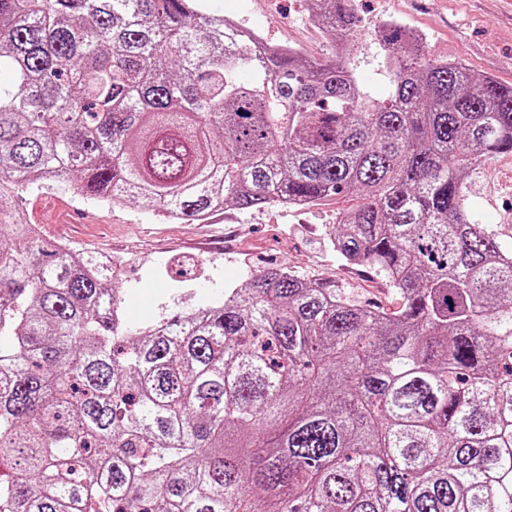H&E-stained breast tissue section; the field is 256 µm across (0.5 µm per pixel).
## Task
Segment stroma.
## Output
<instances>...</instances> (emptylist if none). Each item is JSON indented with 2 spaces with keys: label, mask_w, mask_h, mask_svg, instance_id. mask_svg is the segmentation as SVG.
Returning a JSON list of instances; mask_svg holds the SVG:
<instances>
[{
  "label": "stroma",
  "mask_w": 512,
  "mask_h": 512,
  "mask_svg": "<svg viewBox=\"0 0 512 512\" xmlns=\"http://www.w3.org/2000/svg\"><path fill=\"white\" fill-rule=\"evenodd\" d=\"M361 23L342 59L377 98L389 92L383 52L373 36L394 20L420 32L434 60L468 68L512 85V7L506 0H355ZM218 16L237 15L248 32L288 45L309 60L331 56L336 46L305 0H207ZM474 220L512 253V153L484 164L467 180ZM13 200L44 239H63L89 254L112 253L123 267L117 286L126 314L153 321L214 301L221 288L245 284L266 266L280 265L301 278L327 279L357 302L396 310L400 297L372 270L342 264L327 246L338 213L351 198L335 195L302 209L222 210L205 224H174L166 214L132 204L106 206L76 197L64 186L19 189ZM199 261L194 280L178 277V264Z\"/></svg>",
  "instance_id": "1"
}]
</instances>
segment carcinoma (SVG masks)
I'll return each instance as SVG.
<instances>
[{
    "label": "carcinoma",
    "mask_w": 512,
    "mask_h": 512,
    "mask_svg": "<svg viewBox=\"0 0 512 512\" xmlns=\"http://www.w3.org/2000/svg\"><path fill=\"white\" fill-rule=\"evenodd\" d=\"M309 9L345 48L353 0ZM250 38L206 0H0V512H512V255L465 196L512 86L393 21L384 101ZM46 181L182 223L351 194L333 248L401 305L271 267L129 321L8 204Z\"/></svg>",
    "instance_id": "cac0c4a2"
}]
</instances>
